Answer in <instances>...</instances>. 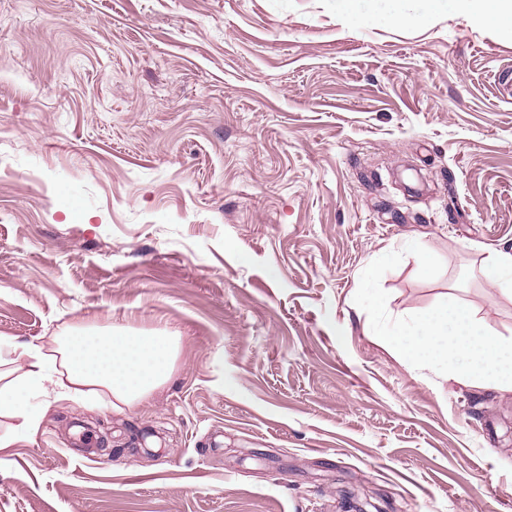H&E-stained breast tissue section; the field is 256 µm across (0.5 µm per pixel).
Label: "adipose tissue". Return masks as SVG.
I'll return each instance as SVG.
<instances>
[{"label":"adipose tissue","instance_id":"1","mask_svg":"<svg viewBox=\"0 0 512 512\" xmlns=\"http://www.w3.org/2000/svg\"><path fill=\"white\" fill-rule=\"evenodd\" d=\"M484 22L512 23V0H429L436 15L448 4ZM177 342L169 333L121 328H69L53 346L26 343L22 363L0 383V416L16 419L18 436L33 438L44 417L35 395L64 398L87 393L133 406L161 387L174 367Z\"/></svg>","mask_w":512,"mask_h":512}]
</instances>
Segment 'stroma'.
<instances>
[{"label": "stroma", "instance_id": "stroma-1", "mask_svg": "<svg viewBox=\"0 0 512 512\" xmlns=\"http://www.w3.org/2000/svg\"><path fill=\"white\" fill-rule=\"evenodd\" d=\"M391 0H0V370L74 326L164 329L138 404L0 416V512H512V393L418 369L390 317L512 252V29ZM419 240L443 269L418 275Z\"/></svg>", "mask_w": 512, "mask_h": 512}]
</instances>
